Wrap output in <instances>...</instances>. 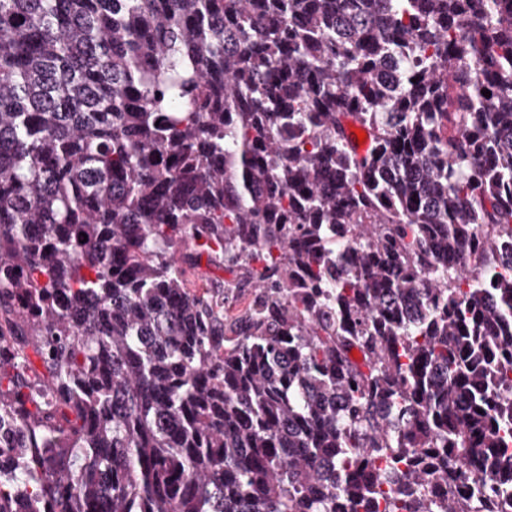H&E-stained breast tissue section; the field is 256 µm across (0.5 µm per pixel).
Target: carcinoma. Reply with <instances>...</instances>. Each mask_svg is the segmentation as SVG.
Masks as SVG:
<instances>
[{
    "mask_svg": "<svg viewBox=\"0 0 512 512\" xmlns=\"http://www.w3.org/2000/svg\"><path fill=\"white\" fill-rule=\"evenodd\" d=\"M511 384L512 0H0V512H512ZM234 278L233 274L225 272L224 269H218L207 262L204 255L199 263L187 271L188 284L192 289H197L208 285L211 294L218 299H224V281H230Z\"/></svg>",
    "mask_w": 512,
    "mask_h": 512,
    "instance_id": "1",
    "label": "carcinoma"
}]
</instances>
